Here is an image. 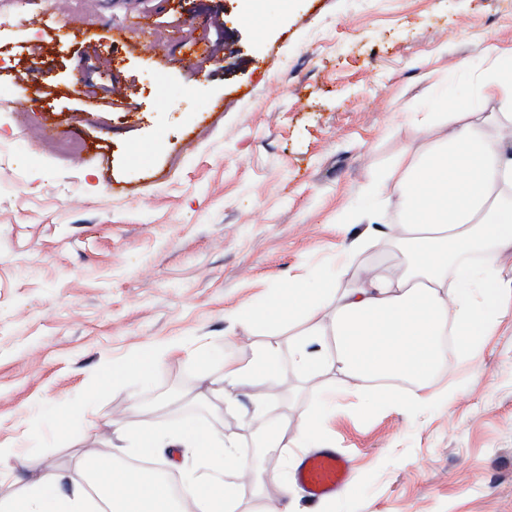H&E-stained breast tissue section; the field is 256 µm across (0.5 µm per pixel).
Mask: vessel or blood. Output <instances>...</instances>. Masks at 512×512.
<instances>
[{"instance_id": "vessel-or-blood-1", "label": "vessel or blood", "mask_w": 512, "mask_h": 512, "mask_svg": "<svg viewBox=\"0 0 512 512\" xmlns=\"http://www.w3.org/2000/svg\"><path fill=\"white\" fill-rule=\"evenodd\" d=\"M349 462L335 449L321 448L307 455L295 478L312 500L338 493L345 486Z\"/></svg>"}]
</instances>
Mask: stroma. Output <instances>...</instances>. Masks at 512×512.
Listing matches in <instances>:
<instances>
[{
    "mask_svg": "<svg viewBox=\"0 0 512 512\" xmlns=\"http://www.w3.org/2000/svg\"><path fill=\"white\" fill-rule=\"evenodd\" d=\"M0 0V445L40 454L83 483L115 421L149 432L191 420L253 460L258 404L281 448L263 464L279 500L324 415L320 447L350 464V487L290 512H512V250L492 262L505 315L471 358L445 350L427 384L393 382L398 404L340 395L289 362L284 394L240 389L217 411L225 361L287 324H233L229 308L289 283L316 285L361 232L339 217L407 150H425L412 112H495L463 64L485 42L512 47V0ZM57 123L78 162L26 128ZM386 238L356 253L396 268ZM167 347L148 376L114 391L104 370ZM458 386L448 403L423 389Z\"/></svg>",
    "mask_w": 512,
    "mask_h": 512,
    "instance_id": "1",
    "label": "stroma"
}]
</instances>
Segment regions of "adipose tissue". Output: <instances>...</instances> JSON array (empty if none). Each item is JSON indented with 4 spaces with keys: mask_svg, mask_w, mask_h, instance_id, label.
<instances>
[{
    "mask_svg": "<svg viewBox=\"0 0 512 512\" xmlns=\"http://www.w3.org/2000/svg\"><path fill=\"white\" fill-rule=\"evenodd\" d=\"M480 57L485 64L475 76L480 93L504 106L487 117L498 128L497 137L484 136L465 112L449 113L443 125L432 113H411L410 126L432 139V147L403 154L373 187L374 197L399 202L402 218L391 238L405 267L365 274L358 284L341 287L353 255L373 243L365 233L341 251L326 275L327 287L292 286L259 305L231 309L244 324L260 310L300 330L290 349L272 338L253 350L248 364L225 362L223 374L211 381L225 402H235L238 388L254 380L270 396H280L278 370L285 358L311 381L336 370L344 393L356 392L358 382L369 379L424 380L440 359L441 336L457 331L459 350L467 356L496 324L503 286L497 276L470 270L456 281L448 279L449 268L461 267L477 241L485 243L486 260L496 250L512 248V48L488 44ZM168 445L197 448L207 458L202 473L187 476L179 498L164 479L118 465L111 447L96 454L90 497L62 492L61 475L39 456L1 447L0 459H15L32 479L19 498L0 499V512H90L94 498L105 512H236L239 502L224 488L225 475L247 473L260 483L279 478L277 470L243 462L222 434H201L189 421Z\"/></svg>",
    "mask_w": 512,
    "mask_h": 512,
    "instance_id": "1",
    "label": "adipose tissue"
}]
</instances>
